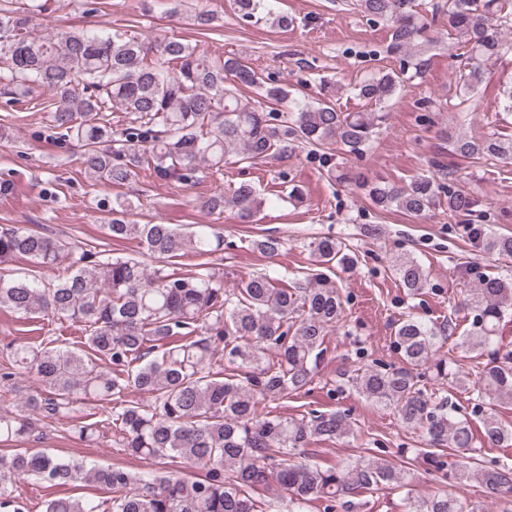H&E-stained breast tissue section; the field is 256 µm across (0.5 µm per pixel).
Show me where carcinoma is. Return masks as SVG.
Segmentation results:
<instances>
[{
    "label": "carcinoma",
    "instance_id": "obj_1",
    "mask_svg": "<svg viewBox=\"0 0 512 512\" xmlns=\"http://www.w3.org/2000/svg\"><path fill=\"white\" fill-rule=\"evenodd\" d=\"M266 0H232L245 20L288 17L266 10ZM370 19L390 23V47L409 53L415 72H426L430 58L416 51L427 22L416 0H359ZM448 39L463 44L455 66L459 94L480 82L485 65L512 50L504 31L512 24V0H445ZM0 5V95L19 101L36 89L51 95V137L81 150V168L96 184L121 187L141 172L187 183H201L224 172L234 153L250 163L307 147L318 154L328 178L342 182L334 146L350 154L371 147L374 129L385 119L381 109L397 93L405 70L378 71L355 85L354 96L371 110L342 112L333 81L321 82L322 97L308 103L288 85L266 81L236 55L211 58L175 38L151 41L135 31L55 30L33 33L31 12ZM253 86L258 96L241 103L237 87ZM121 112L125 120L113 114ZM452 152L472 160L512 161V136L455 137ZM371 203L415 217L448 198V216L473 211L476 201L421 175L405 185L363 182ZM264 198L250 183L217 190L201 200L210 212L230 208L241 224H252ZM134 204L112 200L104 225L112 241L136 240L142 255L110 256L61 237L27 227L0 231V263L27 259L55 271L43 281L32 275H0V310L31 316L52 314L79 325L80 347L44 336L13 347L11 367L35 373L42 392L22 397L13 411L0 412V441L29 439L39 425L68 417L76 406L90 405L100 419L73 421L72 432L95 443L100 428H112L114 443L131 458L158 460L165 466L192 463L204 473L191 480L164 471L149 473L114 465L102 467L62 458L46 449L16 448L0 455V512H23L11 477H35L52 487L94 482L105 489L102 502L73 496L43 501L41 512H266L271 502L255 497L260 488L288 499L286 512H306L315 501L333 512L356 507L354 497L382 484L404 486L405 472L377 460H357L329 468L302 463L314 441L345 437L351 428L336 410L312 409L285 417L266 405L305 388L324 360V339L342 320L344 299L324 270H349L357 258L331 236H314L307 247L321 271L283 284L257 273L234 288L224 273L204 266L182 274L166 270L173 258L206 256L224 250V236L207 224L185 230L174 224H137L127 218ZM488 251L512 260V235L476 229ZM251 249L273 258L283 238L262 235ZM393 272L409 292L424 288L421 264L401 256ZM462 310L469 327L456 334L453 319L428 323L413 315L394 326L395 349L403 365L373 364L352 370L345 382L366 400L391 409L407 427L423 430L420 454L429 469H447L443 449L472 450L474 433L455 415L445 385L472 390L482 410L483 442L512 444V430L498 420L495 407L512 403V351L501 352L499 329L512 313V276L476 273ZM486 361L478 381L452 367L442 352L451 337ZM224 367L213 370L217 352ZM112 371L105 373L99 362ZM132 393L147 400L129 399ZM458 479L480 483L483 499L452 493L407 498V512H488L486 500L512 503V466H465Z\"/></svg>",
    "mask_w": 512,
    "mask_h": 512
}]
</instances>
